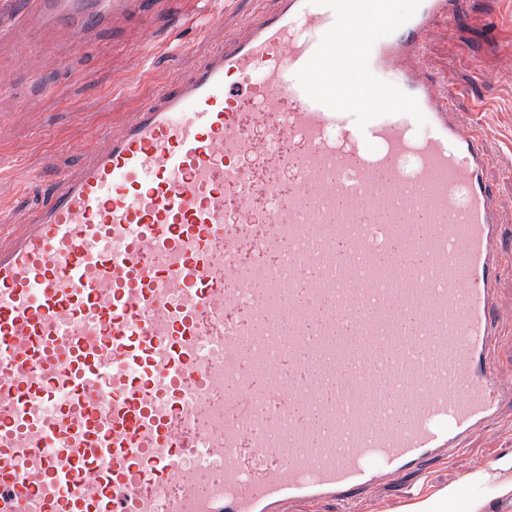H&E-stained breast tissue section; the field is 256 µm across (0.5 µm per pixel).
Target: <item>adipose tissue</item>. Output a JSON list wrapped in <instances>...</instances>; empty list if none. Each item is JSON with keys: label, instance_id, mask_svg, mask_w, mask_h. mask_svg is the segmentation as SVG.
I'll return each instance as SVG.
<instances>
[{"label": "adipose tissue", "instance_id": "ef3b65f1", "mask_svg": "<svg viewBox=\"0 0 512 512\" xmlns=\"http://www.w3.org/2000/svg\"><path fill=\"white\" fill-rule=\"evenodd\" d=\"M510 499L512 456L498 459L490 468L473 471L436 493L417 497L403 512H456L461 504L466 512H490L493 503Z\"/></svg>", "mask_w": 512, "mask_h": 512}]
</instances>
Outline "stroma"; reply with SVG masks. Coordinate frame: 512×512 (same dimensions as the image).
Masks as SVG:
<instances>
[{
	"mask_svg": "<svg viewBox=\"0 0 512 512\" xmlns=\"http://www.w3.org/2000/svg\"><path fill=\"white\" fill-rule=\"evenodd\" d=\"M271 0H162L149 18L130 16L89 49L56 55L29 33L25 0H0V211L24 224L47 177L77 166L86 133L125 121L159 87L188 75L225 37L243 32ZM149 45L145 58L129 43ZM426 73L444 80L465 123L482 129L487 179L500 204L507 257L496 301L498 357L512 374V0H462L460 20L428 33ZM512 453V416L474 433L469 451L425 462L420 473L358 495L355 512H401L418 492L437 490Z\"/></svg>",
	"mask_w": 512,
	"mask_h": 512,
	"instance_id": "35a3bbf8",
	"label": "stroma"
}]
</instances>
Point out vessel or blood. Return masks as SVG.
<instances>
[{
  "mask_svg": "<svg viewBox=\"0 0 512 512\" xmlns=\"http://www.w3.org/2000/svg\"><path fill=\"white\" fill-rule=\"evenodd\" d=\"M441 17L275 0L91 130L30 223L0 214V512L347 504L501 421L500 205L423 68Z\"/></svg>",
  "mask_w": 512,
  "mask_h": 512,
  "instance_id": "obj_1",
  "label": "vessel or blood"
}]
</instances>
